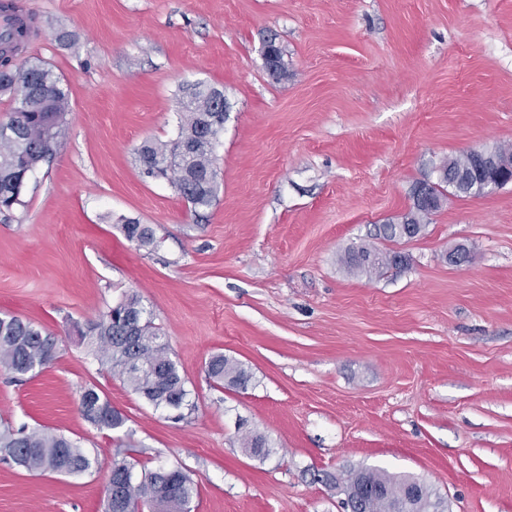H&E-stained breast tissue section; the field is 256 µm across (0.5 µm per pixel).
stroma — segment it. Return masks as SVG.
<instances>
[{
  "label": "stroma",
  "instance_id": "1",
  "mask_svg": "<svg viewBox=\"0 0 512 512\" xmlns=\"http://www.w3.org/2000/svg\"><path fill=\"white\" fill-rule=\"evenodd\" d=\"M69 89L61 151L0 213V316L33 322L57 359L0 369V428L77 440L80 476L0 461V512H104L113 460L180 463L192 512H343L336 478L410 476L449 512H512V183L449 193L402 269L349 272L353 245L412 204L433 165L512 146V0H18ZM288 66L272 80L261 46ZM223 91L216 197L193 209L143 175L138 148L176 137L179 89ZM157 245L128 241L122 218ZM464 246L459 266L448 254ZM137 294L189 399L157 409L73 331ZM217 353L252 375L213 382ZM97 387L123 428L80 411ZM266 438L267 456L241 445Z\"/></svg>",
  "mask_w": 512,
  "mask_h": 512
}]
</instances>
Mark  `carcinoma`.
Segmentation results:
<instances>
[{"mask_svg": "<svg viewBox=\"0 0 512 512\" xmlns=\"http://www.w3.org/2000/svg\"><path fill=\"white\" fill-rule=\"evenodd\" d=\"M29 25L12 0L0 3V93L11 96L13 104L24 88L37 93L25 112H10L7 123L0 122V212H9L24 204V192L18 191L22 178L30 176L44 163L50 162L61 148V132L69 109V90L52 69L41 63L26 67L13 64V50L28 41ZM183 115L176 138L167 142H146L138 149L140 163L152 159H168L185 152L172 162V184L177 193L189 199L195 208H207L214 200L217 170L208 144L202 139V127L212 117L209 102L200 95H187L182 88ZM487 170L469 153L446 158L434 167L436 178L418 182L431 202L412 195L411 207L396 219L378 227L379 238L398 242L416 237L437 213L448 188L464 195L484 194L481 173ZM121 228L126 238L140 248L156 245L151 227L136 219H125ZM397 251H382L370 245L345 250L342 264L350 271L367 276L378 275L396 267ZM90 348L106 363L112 374L121 378L134 393L155 408L182 409L188 405L189 390L176 362L169 352V343L158 327L146 316L141 299L129 294L98 318L88 323ZM56 340L32 322L17 316L0 317V367L16 375H32L41 369L44 358L56 359ZM206 372L217 383L227 382L233 388H247L251 376L236 361L223 355L210 357ZM83 417L99 429L118 430L125 418L112 408L110 401L94 387H87L80 396ZM0 455L29 472H44L55 467L66 476H78L93 469L96 459L77 441L63 434L23 424L0 430ZM123 471V500L132 512H192L191 503L196 485L180 464L150 468L125 458L112 462ZM176 484V494L159 501L151 494L162 481ZM345 494L364 484L380 487L395 495L411 480L378 469L349 470L340 478Z\"/></svg>", "mask_w": 512, "mask_h": 512, "instance_id": "carcinoma-1", "label": "carcinoma"}]
</instances>
